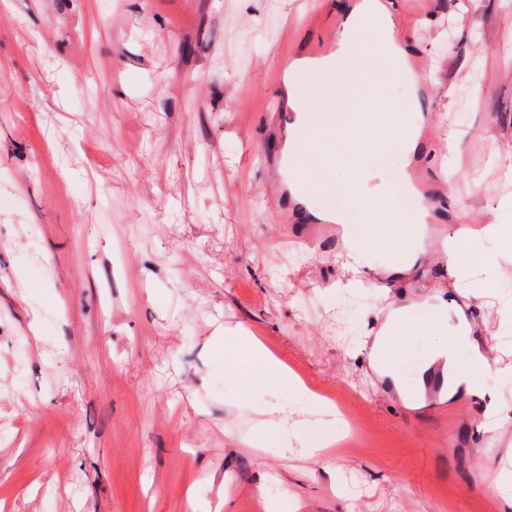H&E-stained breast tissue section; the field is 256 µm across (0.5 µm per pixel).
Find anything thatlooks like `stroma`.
<instances>
[{
  "instance_id": "35a3bbf8",
  "label": "stroma",
  "mask_w": 512,
  "mask_h": 512,
  "mask_svg": "<svg viewBox=\"0 0 512 512\" xmlns=\"http://www.w3.org/2000/svg\"><path fill=\"white\" fill-rule=\"evenodd\" d=\"M353 3L0 0V512H512L494 492L512 374H485L478 401L408 402L362 348L390 306L427 299L460 305L486 355L512 349V257L486 250L476 298L439 246L512 195V0L395 15L436 77L413 167L447 203L425 255L386 271L378 239L359 288L342 243L281 223L266 121L278 68ZM240 333L330 410L227 377ZM337 407L368 447L339 446ZM269 422L286 456L257 448Z\"/></svg>"
}]
</instances>
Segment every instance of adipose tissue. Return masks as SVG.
<instances>
[{
	"instance_id": "ef3b65f1",
	"label": "adipose tissue",
	"mask_w": 512,
	"mask_h": 512,
	"mask_svg": "<svg viewBox=\"0 0 512 512\" xmlns=\"http://www.w3.org/2000/svg\"><path fill=\"white\" fill-rule=\"evenodd\" d=\"M495 244L501 253H512V225H486L481 237L472 236L469 229H459L449 238L445 252L450 266L466 273L474 267L485 243ZM412 304L389 312L369 349V361L380 374L390 376L399 395L407 400L417 395L415 383L405 379L406 367L424 372L436 362H443L448 377L449 394H477L481 391V374L488 359L472 340L471 326L463 311H456L453 335L449 340L412 350L409 340L422 330L425 319ZM224 355L230 360L231 372L258 386L290 383L292 394L300 401L317 403L319 397L302 382L288 378L287 368L257 339L251 336H228L224 339Z\"/></svg>"
}]
</instances>
